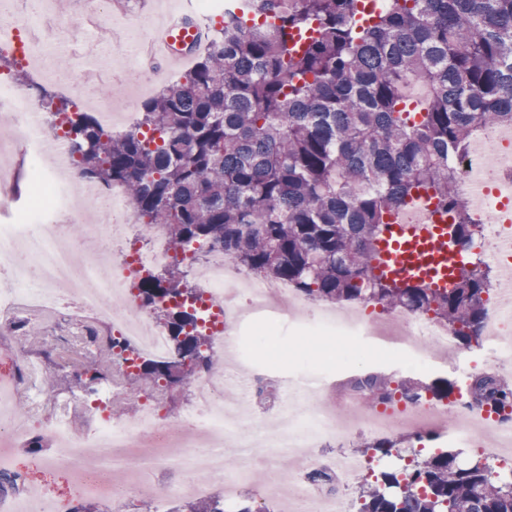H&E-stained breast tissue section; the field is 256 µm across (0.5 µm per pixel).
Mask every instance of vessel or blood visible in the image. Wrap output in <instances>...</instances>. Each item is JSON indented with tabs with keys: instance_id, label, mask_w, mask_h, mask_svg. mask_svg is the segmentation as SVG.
I'll use <instances>...</instances> for the list:
<instances>
[{
	"instance_id": "obj_1",
	"label": "vessel or blood",
	"mask_w": 512,
	"mask_h": 512,
	"mask_svg": "<svg viewBox=\"0 0 512 512\" xmlns=\"http://www.w3.org/2000/svg\"><path fill=\"white\" fill-rule=\"evenodd\" d=\"M209 40L208 29L190 13L180 12L156 28L151 46L169 64L193 60ZM378 273L400 283L419 281L434 288H450L468 257L457 246L447 215L420 204L384 231Z\"/></svg>"
}]
</instances>
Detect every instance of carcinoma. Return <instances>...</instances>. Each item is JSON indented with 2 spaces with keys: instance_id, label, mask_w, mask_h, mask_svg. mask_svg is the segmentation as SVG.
Returning <instances> with one entry per match:
<instances>
[{
  "instance_id": "obj_1",
  "label": "carcinoma",
  "mask_w": 512,
  "mask_h": 512,
  "mask_svg": "<svg viewBox=\"0 0 512 512\" xmlns=\"http://www.w3.org/2000/svg\"><path fill=\"white\" fill-rule=\"evenodd\" d=\"M359 2L248 0L242 13L226 11L208 48L141 103L137 128L123 135L33 88L52 116H63L81 179L123 184L145 223L165 225L175 247H221L316 301L430 313L458 341L478 345L488 273L464 267L453 288L440 290L388 283L375 260L387 219L413 190L453 215L462 250L481 233L448 157L482 131L512 125V0H391L361 19ZM412 77L430 91L410 112L403 95ZM188 275L178 261L138 288L172 344L171 359L142 360L133 373L158 388L214 371L219 357L196 312L157 301L197 295ZM83 375L84 389L108 377L96 361ZM363 386L376 402L441 400L454 389L375 374ZM473 400L498 414L512 407V381L483 376ZM403 442L378 440L362 455L390 456ZM459 455L418 452L399 472L370 474L357 486L358 512H512V472L463 466ZM170 512H224V498Z\"/></svg>"
}]
</instances>
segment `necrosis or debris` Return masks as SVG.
Instances as JSON below:
<instances>
[{
    "label": "necrosis or debris",
    "instance_id": "necrosis-or-debris-1",
    "mask_svg": "<svg viewBox=\"0 0 512 512\" xmlns=\"http://www.w3.org/2000/svg\"><path fill=\"white\" fill-rule=\"evenodd\" d=\"M36 23L22 9L1 12L0 53L39 67L51 54L53 38L32 37L22 47L15 38ZM16 150L34 163L33 195L21 203L8 160ZM450 163L459 194L483 226L470 253L500 268L512 266V254L502 250L499 220L500 211L512 206V189L499 180L503 172H512V126L478 137ZM74 171L62 133L51 131L34 101L0 74V214L12 216L10 223L0 224V319L27 307L76 325L89 320L131 341L139 357H171L168 331L136 294L144 273L175 259L166 228L144 223L123 186L104 190L74 179ZM133 232L144 243L139 251L121 256ZM192 274L201 293L197 309L215 349L237 344L242 324L289 320L307 336H333L354 347L391 340L398 357L377 362L380 374L443 369L457 374L460 390L442 403L427 397L373 403L354 373L325 372L309 384L271 376L260 365L243 361L224 373L190 381L193 403L180 414L165 411L161 396H146L136 414L121 421L112 414V401L125 392L119 376L129 371V363H114L113 378L94 383L82 395H55L45 387V366L21 341L0 351V379L7 383L0 390V442L18 446L38 433L55 447L43 464L66 471L74 482L66 495L50 496L20 479L0 497L10 512H71L73 501L88 496L111 501L112 512H125L147 481L157 488L154 512H168L172 498L206 495L216 478L223 481L225 512H236L247 486L255 499L281 504L282 512H357L344 490L366 477L365 462L327 461L317 453L352 426L374 439L429 431L443 447L470 448L512 465V419L485 415L469 390L478 374L512 376V305L501 289H493L486 303L487 349L467 358L453 331L433 316L407 309L381 314L366 302L341 308L317 302L286 281L241 269L219 248L205 249ZM18 397L27 401V414L12 410ZM228 443L238 450L231 469L225 465ZM286 456L300 464L289 483L282 482L279 469ZM259 468L267 477L255 486L251 478ZM316 470L330 474V483L313 482L310 474Z\"/></svg>",
    "mask_w": 512,
    "mask_h": 512
}]
</instances>
